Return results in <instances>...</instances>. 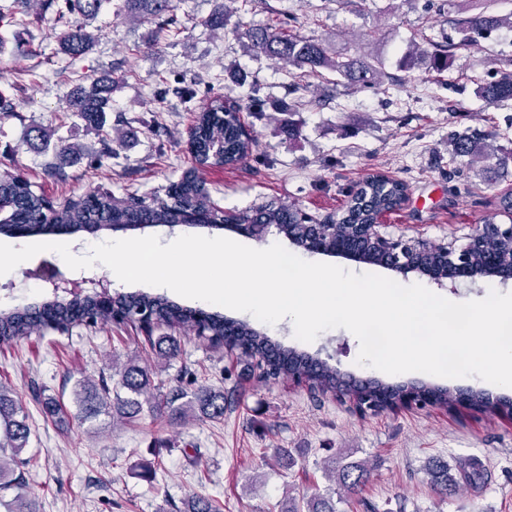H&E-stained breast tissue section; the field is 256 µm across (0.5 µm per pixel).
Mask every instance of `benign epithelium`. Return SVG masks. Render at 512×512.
<instances>
[{
	"instance_id": "benign-epithelium-1",
	"label": "benign epithelium",
	"mask_w": 512,
	"mask_h": 512,
	"mask_svg": "<svg viewBox=\"0 0 512 512\" xmlns=\"http://www.w3.org/2000/svg\"><path fill=\"white\" fill-rule=\"evenodd\" d=\"M219 217L224 228L255 238L266 236L267 224H230L224 222V209L209 205L207 216L200 220L208 223L212 217ZM304 225L307 236V249L311 253H326L322 245L326 236L327 224H318L310 216H305ZM489 238L512 241L511 224H483L470 236L469 242L459 248L453 249L446 243L434 244L423 238H404L392 236L379 230V224L364 226V234L353 247L338 246L329 255L349 259L358 263L364 262V253L371 250L378 253L381 266L402 275L416 272L428 276L439 286L449 282L451 284L473 282L478 277H495L505 283L512 280V264L502 262L495 251L484 247ZM28 274L48 282L53 291L66 294L94 292L103 300L112 298V282L84 273L75 277H65L58 273L48 262L40 263ZM403 396L402 405L410 407L420 406L422 403L436 404V395L440 388L431 386L427 390L417 389L406 385L398 388ZM448 401L452 408H467L483 411L484 406L475 402L474 395L467 391L448 392Z\"/></svg>"
}]
</instances>
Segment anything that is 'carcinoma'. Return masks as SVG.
<instances>
[{
    "label": "carcinoma",
    "mask_w": 512,
    "mask_h": 512,
    "mask_svg": "<svg viewBox=\"0 0 512 512\" xmlns=\"http://www.w3.org/2000/svg\"><path fill=\"white\" fill-rule=\"evenodd\" d=\"M107 0H54L58 18L65 21L66 29L60 34L59 48L64 54L77 58L92 48L94 38L87 31L89 21L101 12ZM477 12L459 24L463 46L473 42L474 36L486 35L503 24V19L488 12L492 0H472ZM123 8L130 16L165 28L174 23L175 0H123ZM247 49L274 60L283 61L306 75H322L328 71L336 74V82L349 86L369 87L386 78L381 58L369 54H348L312 37L286 34L267 26L249 25L243 31ZM423 59L429 71L441 74L450 69L455 53L450 46L417 48L403 59L402 67L409 68L415 60ZM114 81L99 77L92 81L89 90H83L67 102L69 111L77 114L89 125L102 129L106 113L112 109ZM476 93L486 104L512 100V71L499 78L482 82ZM240 107L226 106L221 100L211 101L197 115L188 140L193 146L194 160L198 167L209 165L234 166L253 153L254 138L246 134L239 122L227 119ZM454 154L460 158L474 159L481 154L480 143L471 135L461 134L454 142ZM406 196V186L384 177L366 180L352 192L346 210L333 216L336 238L355 239L353 225L371 224L378 215L398 206ZM209 192L204 183L189 170L171 183V191L162 198L157 195H131L124 209L112 206V194L93 191L82 203L56 209L43 194L36 192L30 182L19 175L0 176V235L25 238L45 234L73 235L82 231L111 229L113 224H180L191 213L207 208ZM252 224H275L278 234L293 237L296 246L304 247V235L299 225L304 223L302 210L295 204L270 202L253 212H240ZM123 313L128 324L139 323L143 315L150 316L156 324L177 327L186 333L200 326L205 339L222 344L231 350L265 366V376L277 380L297 375L310 388L324 393L349 394L344 377L325 362L310 363L307 357L292 348H284L271 341L264 333L250 324L226 319L218 314H208L201 309L182 307L161 296L150 294L118 293L112 298L110 310L105 311L92 295L77 296L68 301L54 300L38 307L0 311V342L9 343L28 335L34 328L45 331L63 330L75 322L96 326ZM155 359L166 362L178 354L176 340L159 336L151 341ZM33 399L44 412L52 417H62L66 411L44 392L33 389ZM228 397L224 391L198 384L194 374L180 370L165 385H156L148 369L129 363L121 369L112 368V374L99 376L96 381L81 384L75 393L78 416L91 420L112 411L128 423H136L143 413L162 420L190 418L200 415L210 419L224 417ZM30 437L27 415L11 392L0 386V489L19 490L7 503L9 512H37L36 501L22 493L25 489L24 462L18 455ZM11 456L5 457L6 449ZM324 474L330 476L343 494L336 492L314 493L302 497L289 496L281 503L280 512H342L340 503H349L348 496L358 492L365 484L370 468L361 461H348L337 452L321 462ZM429 487L446 497L455 493L457 478L448 472V462L434 460L427 466ZM183 512H217L214 502L194 494L184 502Z\"/></svg>",
    "instance_id": "carcinoma-1"
}]
</instances>
